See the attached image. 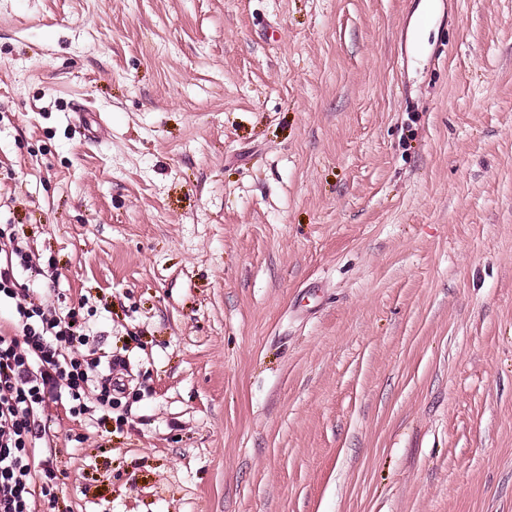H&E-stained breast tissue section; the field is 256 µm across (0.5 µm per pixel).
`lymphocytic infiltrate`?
<instances>
[{
  "mask_svg": "<svg viewBox=\"0 0 512 512\" xmlns=\"http://www.w3.org/2000/svg\"><path fill=\"white\" fill-rule=\"evenodd\" d=\"M33 259L31 248L0 228V303H10L16 317L15 324L0 325V512H41L42 505H54L53 459L42 449L45 411L60 403L77 417L87 413L92 398L111 409V374L124 365L113 356L108 374L98 375L77 312L29 301L18 278L33 268Z\"/></svg>",
  "mask_w": 512,
  "mask_h": 512,
  "instance_id": "obj_1",
  "label": "lymphocytic infiltrate"
}]
</instances>
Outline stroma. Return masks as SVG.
<instances>
[{
	"mask_svg": "<svg viewBox=\"0 0 512 512\" xmlns=\"http://www.w3.org/2000/svg\"><path fill=\"white\" fill-rule=\"evenodd\" d=\"M1 224L54 512H512V0H0ZM34 258L33 250L1 225L0 305L13 306L16 322L0 325V512L51 511L41 510L32 493L37 478L43 506L54 508L57 476L51 448L43 450L50 404L65 403L72 416L84 415L94 391L100 408L112 413V391L123 385L112 382V373L124 367L121 356H112L109 374L99 377L100 362L92 357L90 336L75 309L35 304L27 300L28 288L17 287Z\"/></svg>",
	"mask_w": 512,
	"mask_h": 512,
	"instance_id": "1",
	"label": "stroma"
}]
</instances>
